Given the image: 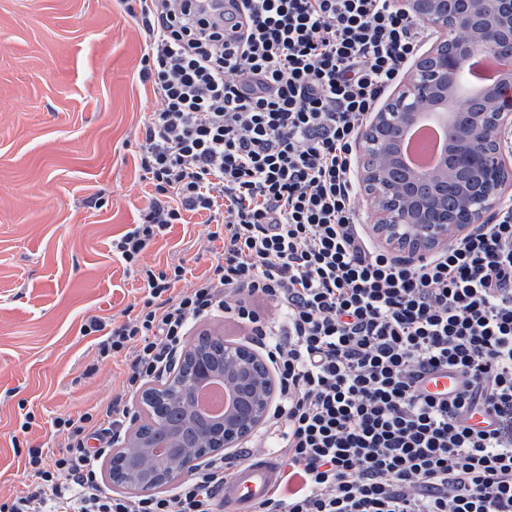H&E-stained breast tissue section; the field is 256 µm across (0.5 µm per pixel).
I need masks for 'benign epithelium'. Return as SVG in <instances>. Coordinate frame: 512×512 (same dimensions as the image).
Masks as SVG:
<instances>
[{
  "label": "benign epithelium",
  "mask_w": 512,
  "mask_h": 512,
  "mask_svg": "<svg viewBox=\"0 0 512 512\" xmlns=\"http://www.w3.org/2000/svg\"><path fill=\"white\" fill-rule=\"evenodd\" d=\"M459 3L460 9L450 15L448 0H405L408 12L427 26L444 30L446 39L420 59L392 97L371 113L360 137L364 161L358 180L366 206L376 215L373 230L408 259L461 238L489 210L487 200L500 197L504 184L496 174L504 169L505 136L512 133V107L500 103L501 92L512 87V0ZM479 46L486 48L498 71L493 81H477L474 96L485 111L470 112L461 106L458 75ZM437 113L447 117L446 155L429 173L412 171L399 144L409 128ZM458 174L463 175L458 204L468 215L463 224L448 218L441 193ZM216 376L224 377L235 394L233 407L217 435L183 447L178 457L183 471L197 469L221 451L234 450L263 424L276 392L267 364L239 343L225 344L224 353L215 356L195 341L175 352L167 371L142 392V412L151 405H169L177 390L182 410L192 415V390ZM115 445L119 471L112 473L113 486L121 480L124 489L149 493L171 482L168 461L155 454L140 415Z\"/></svg>",
  "instance_id": "7a95c632"
}]
</instances>
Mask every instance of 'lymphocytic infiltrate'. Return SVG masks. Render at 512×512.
Instances as JSON below:
<instances>
[{"label":"lymphocytic infiltrate","mask_w":512,"mask_h":512,"mask_svg":"<svg viewBox=\"0 0 512 512\" xmlns=\"http://www.w3.org/2000/svg\"><path fill=\"white\" fill-rule=\"evenodd\" d=\"M238 3L218 26L189 0H138L139 78L157 100L140 160L154 193L112 254L145 297L83 332L98 334L100 357H122L132 392L190 326L219 312L246 326L275 375L266 423L283 471L256 512H512V202L418 261L371 245L357 213L361 127L426 26L400 0ZM201 212L222 244L202 275L144 263ZM444 368L463 377L453 396L421 389ZM127 415L118 396L52 419L64 447L28 449L31 489L0 512H222L250 449L163 493L105 489L101 463Z\"/></svg>","instance_id":"1"}]
</instances>
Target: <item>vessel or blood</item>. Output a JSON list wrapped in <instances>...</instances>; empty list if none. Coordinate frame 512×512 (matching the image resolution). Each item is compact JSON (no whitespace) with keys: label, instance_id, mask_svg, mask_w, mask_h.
I'll return each instance as SVG.
<instances>
[{"label":"vessel or blood","instance_id":"vessel-or-blood-1","mask_svg":"<svg viewBox=\"0 0 512 512\" xmlns=\"http://www.w3.org/2000/svg\"><path fill=\"white\" fill-rule=\"evenodd\" d=\"M280 480L281 470L274 450L251 457L238 466L235 477L225 483L220 493L225 512H255Z\"/></svg>","mask_w":512,"mask_h":512}]
</instances>
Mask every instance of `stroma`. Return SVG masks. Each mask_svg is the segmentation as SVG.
<instances>
[{"label":"stroma","mask_w":512,"mask_h":512,"mask_svg":"<svg viewBox=\"0 0 512 512\" xmlns=\"http://www.w3.org/2000/svg\"><path fill=\"white\" fill-rule=\"evenodd\" d=\"M133 0H0V497L23 491L22 451L56 448L52 418L123 394L127 367L101 358L89 317L141 303L110 243L154 187L140 168L157 101L140 82ZM199 215L156 240L162 270L209 268ZM33 413L28 431L20 425Z\"/></svg>","instance_id":"35a3bbf8"}]
</instances>
